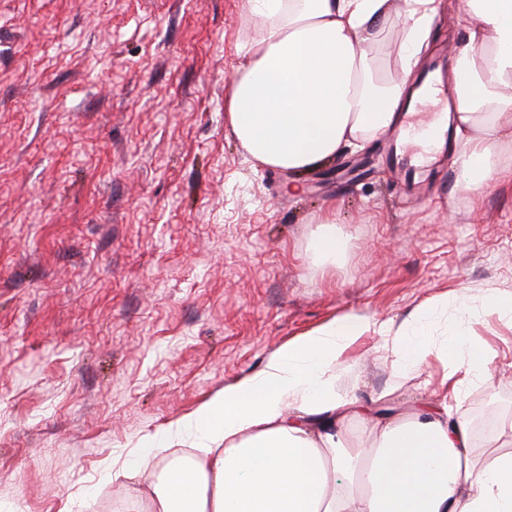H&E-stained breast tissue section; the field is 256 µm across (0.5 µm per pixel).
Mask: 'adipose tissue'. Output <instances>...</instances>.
Wrapping results in <instances>:
<instances>
[{"label":"adipose tissue","instance_id":"ef3b65f1","mask_svg":"<svg viewBox=\"0 0 512 512\" xmlns=\"http://www.w3.org/2000/svg\"><path fill=\"white\" fill-rule=\"evenodd\" d=\"M262 22L241 44L224 120L261 166L298 176L405 126L409 142L440 143L441 120L409 122L403 98L438 104L450 97L456 188L494 189L498 150L512 137V0H460L466 40L450 57L451 85L429 77L416 87L384 83L367 48L381 24L400 23V53L413 71L432 29L435 0H246ZM369 329L347 314L285 344L256 375L226 387L193 413L145 440L124 466L146 472L170 438L199 434L197 454L170 464L153 488L152 512H512V422L483 461L460 397L489 382V349L465 331L434 340L397 328L389 338L398 369L433 358L448 369V402L375 420L342 395L337 375L347 347ZM372 423L368 448L347 447L349 423Z\"/></svg>","mask_w":512,"mask_h":512}]
</instances>
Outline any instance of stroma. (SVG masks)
<instances>
[{
	"label": "stroma",
	"mask_w": 512,
	"mask_h": 512,
	"mask_svg": "<svg viewBox=\"0 0 512 512\" xmlns=\"http://www.w3.org/2000/svg\"><path fill=\"white\" fill-rule=\"evenodd\" d=\"M423 58L465 42L436 0ZM244 0H0V512H150L120 474L140 443L260 372L284 344L348 313L371 328L344 354L340 391L403 412L442 393L438 361L399 371L383 329L440 300L429 335L470 331L494 355L471 385L484 460L512 419V143L495 189H456L458 144L433 160L390 129L293 181L256 164L224 122ZM402 31L370 54L400 80ZM336 209L337 264L313 258ZM481 310L487 315H496L499 318H512V295L500 296L498 294H490L484 298Z\"/></svg>",
	"instance_id": "35a3bbf8"
}]
</instances>
